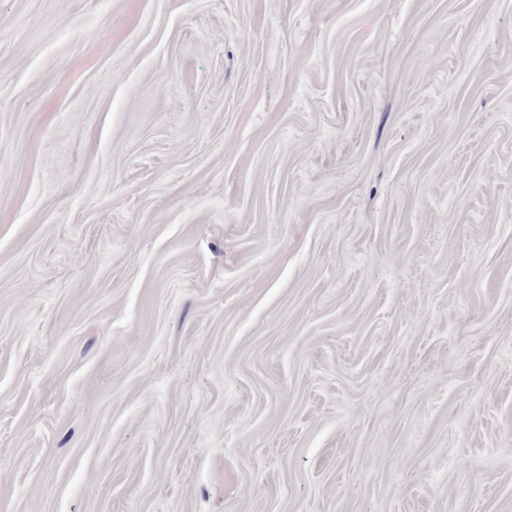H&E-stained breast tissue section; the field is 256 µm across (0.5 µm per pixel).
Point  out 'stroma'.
I'll use <instances>...</instances> for the list:
<instances>
[{
    "label": "stroma",
    "instance_id": "1",
    "mask_svg": "<svg viewBox=\"0 0 512 512\" xmlns=\"http://www.w3.org/2000/svg\"><path fill=\"white\" fill-rule=\"evenodd\" d=\"M0 512H512V0H0Z\"/></svg>",
    "mask_w": 512,
    "mask_h": 512
}]
</instances>
